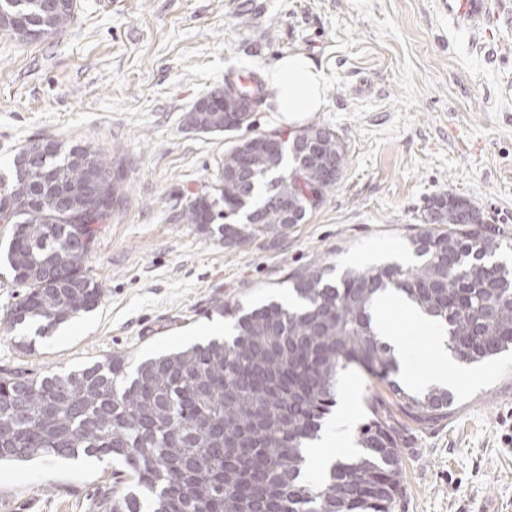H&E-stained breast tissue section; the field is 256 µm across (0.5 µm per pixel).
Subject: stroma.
I'll list each match as a JSON object with an SVG mask.
<instances>
[{
  "label": "stroma",
  "mask_w": 512,
  "mask_h": 512,
  "mask_svg": "<svg viewBox=\"0 0 512 512\" xmlns=\"http://www.w3.org/2000/svg\"><path fill=\"white\" fill-rule=\"evenodd\" d=\"M72 23L30 41L0 32V185L31 139L80 143L117 160L126 192L98 225L84 268L103 298L46 335L8 329L23 296L0 263V372L42 376L108 355L130 365L231 328L214 308L288 297L285 279L326 258L337 271L410 261V235L430 196L472 200L509 244L512 263V25L473 37L438 0H76ZM271 38H262L264 29ZM291 53L325 76L326 105L287 123L264 99L250 128L202 133L186 116L225 78L252 75ZM331 128L346 150L336 187L287 234L220 242L184 223L202 186L216 184L225 152L250 133ZM405 369L434 368L429 336L400 310ZM30 350H20V338ZM352 379L336 430L356 435L376 382ZM446 419L399 418L402 490L393 512H512V355L448 372ZM109 459L40 458L0 466V512H89L113 484Z\"/></svg>",
  "instance_id": "stroma-1"
}]
</instances>
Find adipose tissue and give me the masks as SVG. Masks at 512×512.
Returning a JSON list of instances; mask_svg holds the SVG:
<instances>
[{
  "label": "adipose tissue",
  "mask_w": 512,
  "mask_h": 512,
  "mask_svg": "<svg viewBox=\"0 0 512 512\" xmlns=\"http://www.w3.org/2000/svg\"><path fill=\"white\" fill-rule=\"evenodd\" d=\"M263 80L274 93V103L289 122L300 121L306 113L317 112L325 104L323 73L303 54L292 53L281 57L265 71ZM354 443L336 432L326 435L315 446L306 448L305 480H315L337 460L354 455Z\"/></svg>",
  "instance_id": "obj_1"
}]
</instances>
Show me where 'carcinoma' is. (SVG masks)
<instances>
[{"label":"carcinoma","instance_id":"obj_1","mask_svg":"<svg viewBox=\"0 0 512 512\" xmlns=\"http://www.w3.org/2000/svg\"><path fill=\"white\" fill-rule=\"evenodd\" d=\"M42 0H0V9L43 17ZM70 7L48 18L68 26ZM264 133L224 155L220 186L194 197L182 220L208 237L245 243L285 234L306 221L336 183L321 182L331 157L341 171L346 152L330 128L312 123L297 140L272 153ZM246 175L237 172L240 155ZM290 167L283 168L285 158ZM92 165L118 164L82 144L54 141L37 164H14L13 180L40 191L35 199L0 192V223L14 225L5 260L27 291L6 314L8 329L54 328L98 307L102 288L83 271L95 246L96 225L123 201L124 179L106 183L92 209L66 213L64 193L78 190ZM297 200L285 218L275 197ZM474 203L446 190L421 215L425 227L409 237L415 262L347 269L313 262L288 275L293 305L269 301L244 308L218 305L232 320L231 341L211 340L150 357L127 371L113 354L77 371L30 376L0 372V463L79 454L121 462L132 481L109 488L94 512H392L401 486L394 412L416 421L447 414L444 388L414 394L391 378L398 363L378 338L370 310L378 291L393 288L448 328V350L475 364L512 350V266L496 259V229L470 219ZM224 220L217 229L212 224ZM355 363L386 383L392 398L366 400L361 452L338 460L321 484L300 480L303 449L319 436L336 406L337 366ZM371 465L363 466L364 460Z\"/></svg>","mask_w":512,"mask_h":512}]
</instances>
